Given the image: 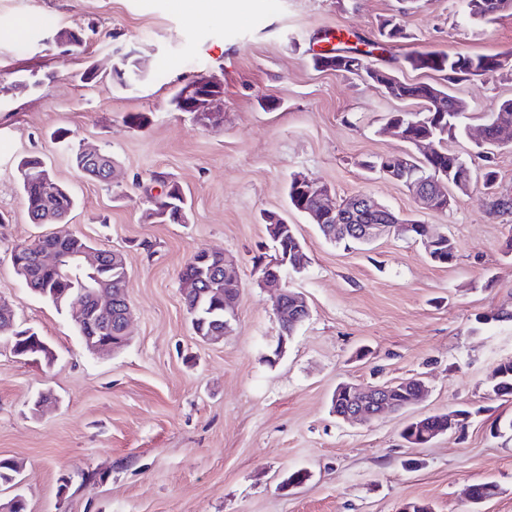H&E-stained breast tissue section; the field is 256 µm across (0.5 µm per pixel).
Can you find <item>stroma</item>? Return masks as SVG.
Instances as JSON below:
<instances>
[{
  "mask_svg": "<svg viewBox=\"0 0 512 512\" xmlns=\"http://www.w3.org/2000/svg\"><path fill=\"white\" fill-rule=\"evenodd\" d=\"M0 0V87L30 88L0 99V299L52 347V363L16 358L0 339V458L22 465L27 512H512V399L489 394L497 365L512 358V213L493 216L488 197H512V148L498 151L493 192L455 193L448 211H420L399 183L368 174L378 155L409 144L388 134L389 98L353 73L315 69V54L343 30L378 41L398 18L407 38L376 63L399 78L434 81L405 67L425 51L512 55V15L475 23L465 0ZM87 42L63 53L58 30ZM140 63L120 83L121 54ZM98 78L83 83V72ZM224 89L222 125L204 128L173 102L199 77ZM472 126L512 98V65L451 86ZM133 113L144 127L127 124ZM112 156V180L85 177L71 149ZM40 155L75 198L67 225L96 248L124 256L128 343L90 353L65 310L17 275L11 251L53 232L31 223L17 172ZM301 173L336 198L364 192L403 218L447 234L456 256L430 260L421 241L382 234L372 243L330 242L292 209L288 185ZM179 182L185 224H149L156 175ZM293 224L309 257L283 282L310 316L279 344L275 293L258 282L255 258L272 254L265 217ZM231 255L241 278L237 315L222 341L194 335L179 276L197 250ZM423 377L426 401L378 419L343 422L330 411L337 384L376 385ZM52 407L33 414L42 393ZM466 409L462 432L419 448L400 433L421 415ZM92 470L104 481L87 479ZM308 473L298 487L283 481ZM498 493L471 503L465 491Z\"/></svg>",
  "mask_w": 512,
  "mask_h": 512,
  "instance_id": "stroma-1",
  "label": "stroma"
}]
</instances>
